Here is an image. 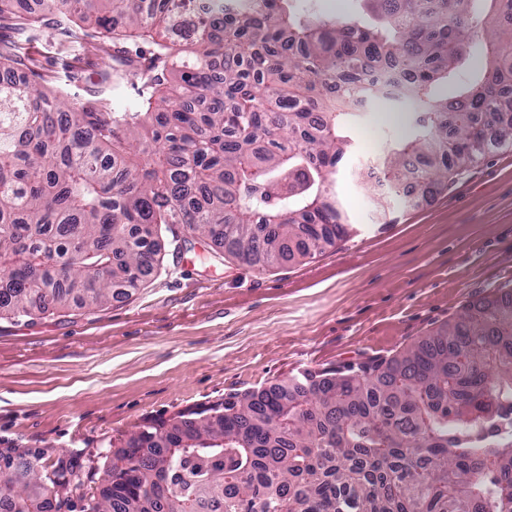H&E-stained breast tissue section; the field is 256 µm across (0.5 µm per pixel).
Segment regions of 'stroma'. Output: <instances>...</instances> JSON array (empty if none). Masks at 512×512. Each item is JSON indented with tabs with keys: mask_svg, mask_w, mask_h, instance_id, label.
<instances>
[{
	"mask_svg": "<svg viewBox=\"0 0 512 512\" xmlns=\"http://www.w3.org/2000/svg\"><path fill=\"white\" fill-rule=\"evenodd\" d=\"M46 87L94 88L108 60L51 31L10 28ZM416 104L385 100L358 117L334 175L352 226L313 259L255 268L202 237L165 238L144 287L96 309L0 321V452L40 456L42 477L73 512L97 501L112 457L148 422L261 392L308 370L388 359L497 290L512 289V150L486 156L452 187L405 205L375 169L388 139L409 134Z\"/></svg>",
	"mask_w": 512,
	"mask_h": 512,
	"instance_id": "obj_1",
	"label": "stroma"
}]
</instances>
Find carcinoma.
Listing matches in <instances>:
<instances>
[{"instance_id":"obj_1","label":"carcinoma","mask_w":512,"mask_h":512,"mask_svg":"<svg viewBox=\"0 0 512 512\" xmlns=\"http://www.w3.org/2000/svg\"><path fill=\"white\" fill-rule=\"evenodd\" d=\"M19 2L0 24L51 23L115 64L83 95L45 92L0 45V320L132 295L178 225L261 268L336 245L333 175L376 92L417 103L384 150L396 191L512 148V0H353L341 19L313 0ZM473 43L484 66L436 98ZM135 79L138 106L114 107ZM510 406L511 291L388 361L143 425L82 512H512ZM38 468L0 453V512H46Z\"/></svg>"}]
</instances>
